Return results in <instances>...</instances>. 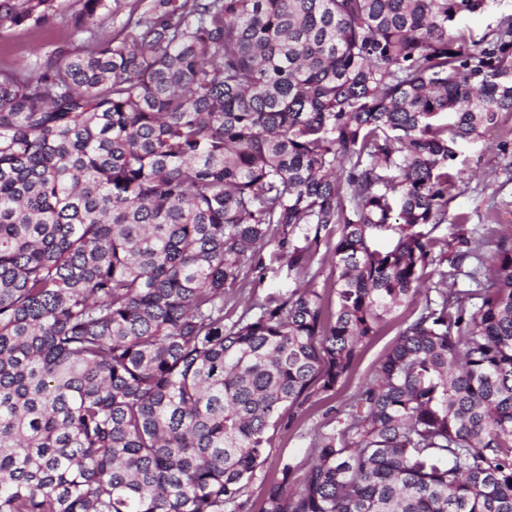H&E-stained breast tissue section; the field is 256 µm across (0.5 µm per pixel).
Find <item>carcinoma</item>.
<instances>
[{
    "label": "carcinoma",
    "instance_id": "obj_1",
    "mask_svg": "<svg viewBox=\"0 0 512 512\" xmlns=\"http://www.w3.org/2000/svg\"><path fill=\"white\" fill-rule=\"evenodd\" d=\"M63 2L0 0V27ZM77 2L78 28L110 9ZM497 2L156 0L0 69V512H512V229L458 236L475 309L427 230L512 113V13L461 28ZM417 302L251 500L275 433Z\"/></svg>",
    "mask_w": 512,
    "mask_h": 512
}]
</instances>
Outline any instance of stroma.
<instances>
[{
    "label": "stroma",
    "mask_w": 512,
    "mask_h": 512,
    "mask_svg": "<svg viewBox=\"0 0 512 512\" xmlns=\"http://www.w3.org/2000/svg\"><path fill=\"white\" fill-rule=\"evenodd\" d=\"M154 2L112 0L111 10L104 16L102 24L78 29L73 24L72 14L79 4L77 0H66L45 26L0 28V67L22 66L27 75H36L38 56L79 47L96 36L116 34L129 15L149 12ZM456 167L461 177L448 197L447 219L432 232L433 238L439 241L434 254L447 262L457 252L459 227L482 231L488 214L492 213L503 228H512V114H502L499 126L491 129L476 145L463 149ZM416 310L413 304L400 307L381 332L362 348L353 371L332 402L336 412L348 411L358 387L372 379L381 360L393 346L401 323ZM328 420L324 408L319 407L296 426L278 432L268 461L257 470L249 485V496L255 499L261 495L263 480L273 474L279 457L306 456L311 434Z\"/></svg>",
    "instance_id": "stroma-1"
}]
</instances>
